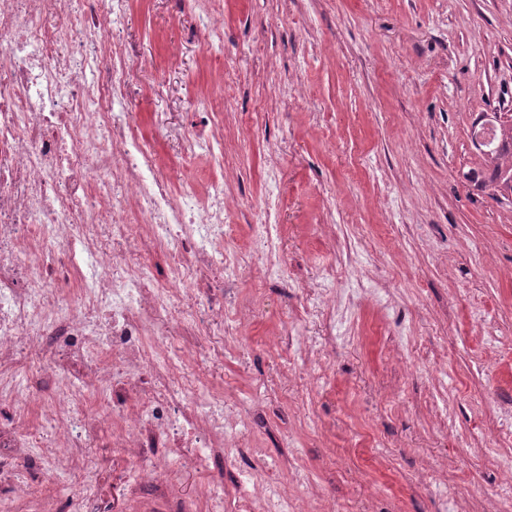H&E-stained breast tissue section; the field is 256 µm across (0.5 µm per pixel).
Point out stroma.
Segmentation results:
<instances>
[{"mask_svg":"<svg viewBox=\"0 0 512 512\" xmlns=\"http://www.w3.org/2000/svg\"><path fill=\"white\" fill-rule=\"evenodd\" d=\"M131 0L124 119L198 193L224 179L240 247L270 213L288 278L233 286L255 310L211 381L253 409L249 447L177 472L173 497L246 474L311 512H502L512 490V199L472 180L479 129L512 115V0ZM224 100L223 163L186 153L193 113ZM335 266L337 280L325 269ZM281 337L277 348L264 339ZM39 512H166L124 492L118 448ZM223 16L218 12H207L197 28L203 49L209 46L213 37H219L223 30Z\"/></svg>","mask_w":512,"mask_h":512,"instance_id":"stroma-1","label":"stroma"}]
</instances>
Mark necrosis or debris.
<instances>
[{
  "label": "necrosis or debris",
  "instance_id": "obj_1",
  "mask_svg": "<svg viewBox=\"0 0 512 512\" xmlns=\"http://www.w3.org/2000/svg\"><path fill=\"white\" fill-rule=\"evenodd\" d=\"M126 6L0 0V512L28 501L29 469L54 486L87 470L106 431L131 462L129 495L161 500L173 470L206 468L217 448L235 460L249 436L227 419L241 406L197 370L222 356L212 328L250 316L226 285L256 260L281 281L286 264L266 223L239 251L223 182L174 190L153 142L113 112L130 69ZM92 394L104 403L90 413ZM153 435L184 456L158 457ZM205 499L207 512H308L268 481L231 495L216 483Z\"/></svg>",
  "mask_w": 512,
  "mask_h": 512
}]
</instances>
